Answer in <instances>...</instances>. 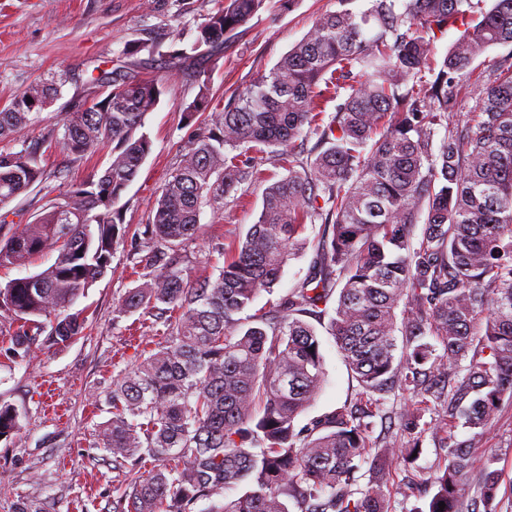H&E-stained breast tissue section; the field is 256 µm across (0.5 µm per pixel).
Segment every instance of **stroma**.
Here are the masks:
<instances>
[{
    "label": "stroma",
    "instance_id": "35a3bbf8",
    "mask_svg": "<svg viewBox=\"0 0 512 512\" xmlns=\"http://www.w3.org/2000/svg\"><path fill=\"white\" fill-rule=\"evenodd\" d=\"M214 0H0V107L22 87L40 81L61 82L59 98L27 133L28 145L40 142L73 102L92 100L87 83L94 67L117 68L139 78L165 76L169 86L157 109L146 118L152 151L123 197L124 222L131 230L148 224L158 188L177 167L190 132L183 106L208 83L215 100L227 103L258 77L268 74L322 14L338 10V0H264L223 50L208 60L190 54L198 26ZM152 40L154 57L123 56L125 44ZM179 48L183 57L171 58ZM112 147L103 145L88 161L68 165L54 151L43 154L46 177L9 205L15 223L33 221L70 184L92 168H104ZM264 184H242L237 198L224 202L213 218L203 209L199 236L186 246L189 274L198 280L217 276L227 243L245 236L258 220ZM307 225L308 245L286 264L273 292H260L255 307L277 301L305 277L324 233ZM145 245L117 244L108 274L94 283L77 305L90 326L66 347L35 351L23 361L7 356L10 342L0 335V402L11 404L19 429L0 439V512H112L118 496L112 458L98 447V426L110 419L104 393L113 377L133 360L138 346L157 343L160 326L149 310L118 315L116 306L129 289L145 282ZM323 356V387L300 416V424L355 398L352 378L333 337L318 325ZM485 453L495 454L501 474L502 512H512V402L504 401L489 430ZM446 463V451L431 435L422 437L409 464L395 466L388 483L392 512H420L433 489L425 483Z\"/></svg>",
    "mask_w": 512,
    "mask_h": 512
}]
</instances>
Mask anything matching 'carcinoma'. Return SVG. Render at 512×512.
<instances>
[{
  "instance_id": "1",
  "label": "carcinoma",
  "mask_w": 512,
  "mask_h": 512,
  "mask_svg": "<svg viewBox=\"0 0 512 512\" xmlns=\"http://www.w3.org/2000/svg\"><path fill=\"white\" fill-rule=\"evenodd\" d=\"M262 2L222 0L192 51L212 56ZM351 2L318 17L220 111L198 121L212 103L204 82L184 107L191 132L145 225L149 281L117 306L122 315L156 309L165 330L113 377L106 397L112 418L100 425V445L125 485L113 512H193L242 484L241 496L209 512H391L390 470L418 450L395 440L373 449V418L395 390L411 395L399 428L447 449L424 512H463L467 502L470 512H501L494 456L471 471L512 399V54L487 80L473 64L512 45V0H493L487 11L482 0H369L359 13ZM457 23L459 35L436 60L435 40ZM467 75L480 97L478 112L463 117L456 105ZM87 83L103 98L74 106L42 142L72 163L110 143L108 165L28 224H13L5 208L45 170L27 148L0 149V268L54 257L0 285L14 360L30 356L45 319L48 349L86 329L74 305L126 238L119 203L151 152L146 117L167 93L164 76L135 80L117 68L97 66ZM60 93L54 80L20 89L0 108V142L20 141ZM326 95L339 100L328 118L319 105ZM310 137L314 153L302 160L298 142ZM268 149L288 175L266 188L258 221L228 245L219 274L191 281L184 246L202 209L221 216L227 197L260 178ZM317 220L331 235L306 277L239 319L279 282ZM333 296L329 327L357 381L356 402L298 428L324 381L307 318L325 314ZM459 416L469 432L461 442ZM18 429L16 410L0 403V435Z\"/></svg>"
}]
</instances>
